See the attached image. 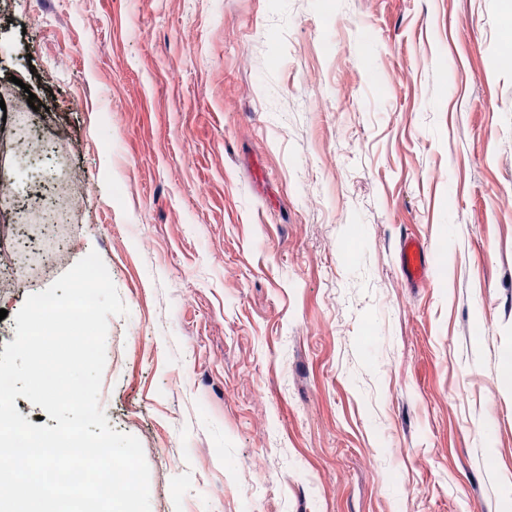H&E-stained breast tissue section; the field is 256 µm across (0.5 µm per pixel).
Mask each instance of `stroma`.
<instances>
[{"label":"stroma","instance_id":"35a3bbf8","mask_svg":"<svg viewBox=\"0 0 512 512\" xmlns=\"http://www.w3.org/2000/svg\"><path fill=\"white\" fill-rule=\"evenodd\" d=\"M507 56L512 0H5L0 347L94 251L151 512H512ZM399 260L400 266L408 278L414 282L425 280L429 261L418 240L408 235L401 238Z\"/></svg>","mask_w":512,"mask_h":512}]
</instances>
